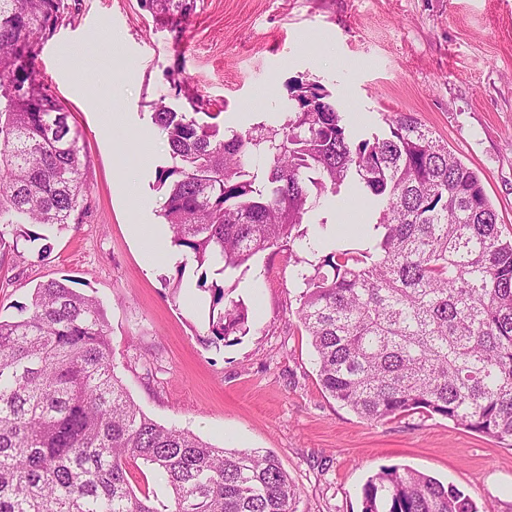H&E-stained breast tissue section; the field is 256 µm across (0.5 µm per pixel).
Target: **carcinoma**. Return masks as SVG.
Here are the masks:
<instances>
[{"instance_id":"obj_1","label":"carcinoma","mask_w":512,"mask_h":512,"mask_svg":"<svg viewBox=\"0 0 512 512\" xmlns=\"http://www.w3.org/2000/svg\"><path fill=\"white\" fill-rule=\"evenodd\" d=\"M178 27L197 0H141ZM65 0H0V261L24 225L74 224L87 209V155L69 111L41 84V39ZM278 129L226 134L220 113L199 122L159 105L171 164L157 171L161 217L174 246L213 274L306 238L325 195L354 183L380 206L371 244L336 248L301 274L299 319L323 390L361 418L410 411L512 439V237L478 174L407 116L354 137L319 82L287 85ZM263 154V175L248 157ZM38 284L20 316L0 319V512H297L299 492L270 451L218 448L164 426L114 371L99 301L69 285ZM208 335L250 329L247 306L216 278ZM141 459L171 489L158 509L127 477ZM362 512H478L460 489L409 468H384L363 488Z\"/></svg>"}]
</instances>
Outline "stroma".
Listing matches in <instances>:
<instances>
[{
    "label": "stroma",
    "mask_w": 512,
    "mask_h": 512,
    "mask_svg": "<svg viewBox=\"0 0 512 512\" xmlns=\"http://www.w3.org/2000/svg\"><path fill=\"white\" fill-rule=\"evenodd\" d=\"M67 3L36 68L90 159L88 208L46 241L20 242L16 267L0 270V317H18L37 284L74 279L99 300L115 373L143 411L218 447L274 452L300 491L298 512H361L367 480L389 466L455 485L479 512H512V443L437 414L370 422L323 391L297 315L298 274L317 254L268 250L226 275L250 331L213 346L201 268L178 250L147 266L130 231L162 221L156 172L170 157L156 105L187 112L197 97L231 129L276 127L290 106L286 85L299 78L332 93L356 136L387 131L398 114L417 118L478 172L511 236L512 0H197L177 30L140 0ZM75 60L101 80L77 83ZM111 111L123 126L108 135ZM143 129L152 132L145 166L118 151ZM341 196L322 197L307 236L323 218L334 227L327 245L365 249L379 209L355 190Z\"/></svg>",
    "instance_id": "stroma-1"
}]
</instances>
